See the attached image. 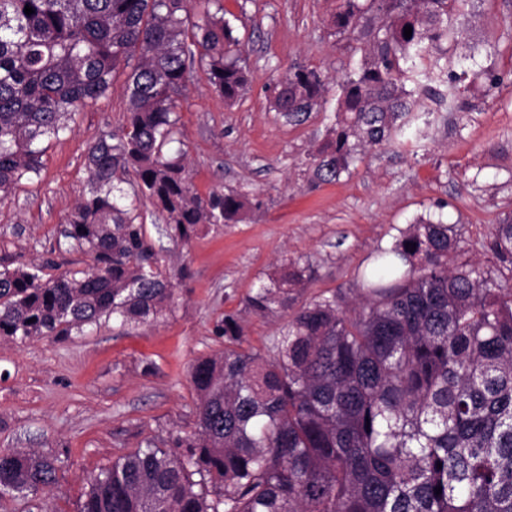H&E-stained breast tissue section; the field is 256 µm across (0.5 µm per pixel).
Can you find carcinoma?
<instances>
[{"label":"carcinoma","instance_id":"cac0c4a2","mask_svg":"<svg viewBox=\"0 0 512 512\" xmlns=\"http://www.w3.org/2000/svg\"><path fill=\"white\" fill-rule=\"evenodd\" d=\"M210 2L0 0V203L39 172L44 140L130 70L126 124L88 147L89 189L66 230L92 264L48 278L35 266L1 269L0 336L65 339L103 319L140 324L167 311L173 283L141 221L144 199L176 242L240 220L246 200L195 192L184 152L172 150L189 65L204 67L228 103L248 83L239 40ZM336 2V34L365 44L367 57L340 85L342 120L317 155L323 182L348 168L351 138L373 147L410 134L400 118L432 95L421 79L445 84L455 107L450 58L421 66L469 0H372L377 24L360 0ZM324 88L320 73L298 67L274 87V107L287 118L310 112ZM131 173L128 197L120 184ZM487 251L511 276L457 262L454 226L412 224L362 272L357 307L344 310L334 294L311 301L267 354L242 349L236 319L224 316V350L190 370L196 430L172 441L183 452L149 443L117 459L77 512H512L511 218L491 225ZM309 271L288 262L248 305L287 306ZM57 472L51 454L0 450V499L34 494Z\"/></svg>","mask_w":512,"mask_h":512}]
</instances>
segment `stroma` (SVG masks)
Listing matches in <instances>:
<instances>
[{
  "label": "stroma",
  "instance_id": "stroma-1",
  "mask_svg": "<svg viewBox=\"0 0 512 512\" xmlns=\"http://www.w3.org/2000/svg\"><path fill=\"white\" fill-rule=\"evenodd\" d=\"M239 37L249 73L227 103L203 68L186 73L178 113L187 165L200 194L236 192L248 206L239 222L173 242L150 202L147 234L176 281L169 310L152 323L111 319L65 340L0 337V450L34 449L58 457L56 485L0 501V512H76L90 479L153 443L166 447L195 422L191 365L220 351L219 330L234 315L243 349L267 350L294 311L321 295L347 305L361 297L359 274L377 249L421 219L454 225L463 259L492 268L490 225L512 217V0H470L453 49L456 70L494 68L493 90L461 84V108L436 102L419 113L406 147L358 149L339 180L314 178L313 158L337 121L339 84L360 67L359 42L336 36V0H215ZM298 67L322 72L326 90L301 120L273 108L272 88ZM125 76L96 106L49 140L38 175L0 204V264L52 273L87 267L91 258L66 238L69 215L88 191L89 145L126 123ZM310 264L311 279L284 308L258 312L247 298L288 261Z\"/></svg>",
  "mask_w": 512,
  "mask_h": 512
}]
</instances>
